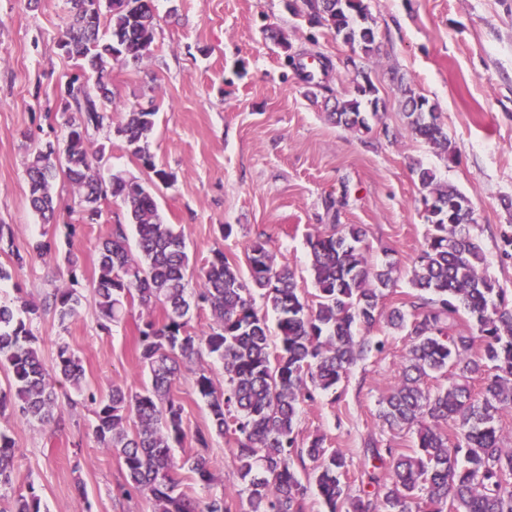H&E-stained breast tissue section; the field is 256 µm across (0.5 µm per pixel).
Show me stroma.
<instances>
[{
	"instance_id": "stroma-1",
	"label": "stroma",
	"mask_w": 512,
	"mask_h": 512,
	"mask_svg": "<svg viewBox=\"0 0 512 512\" xmlns=\"http://www.w3.org/2000/svg\"><path fill=\"white\" fill-rule=\"evenodd\" d=\"M366 2L378 46L368 57L351 55L332 31L310 27L288 0H154L158 22L149 56L109 67L120 111L157 108L150 151L172 181L156 185L154 194L163 222L185 235L192 287H200V270L214 251L242 268L248 245L260 237L276 264L294 271L298 287L313 296L308 236L331 224H361L369 264L397 268L383 307L400 305L414 293L409 279L428 228L413 173L420 164L471 198V232L490 276L512 301V259L501 241L512 226V0ZM68 22L67 0H0V224L11 225L14 250L28 258L17 268L0 252V265L12 274L0 282V301L21 296L40 304L77 279L83 296L77 317L62 323L46 311L32 323L45 363L64 341L99 393L115 384L135 391L149 382L138 360L137 327L162 319L163 310L131 307L107 334L98 327L92 292L97 245L125 223L123 206L103 200L97 221L84 223L73 209L74 188L61 178L53 183L57 223H42L28 201L27 160L66 145L58 89L75 66L58 42ZM273 28L285 43L270 39ZM350 56L356 67H344ZM364 72L383 106L370 131L360 132L330 120L324 101L347 93ZM405 85L436 105L456 161L409 132ZM89 148L105 151L102 177L119 171L147 180V170L107 130L93 133ZM225 224L232 228L227 237L220 231ZM44 236L55 240L56 251L32 254ZM69 253L78 258L76 269L67 267ZM371 334L384 341L383 352L357 361L336 393L303 403L296 424L299 439L322 435L327 447L340 449L353 479L374 466L364 453L367 440L406 452L415 442L414 431L378 417L383 397L401 380L405 336L383 323ZM173 393L184 406L187 432L174 450L180 459L193 453V436L210 418L191 368ZM57 394L58 427L0 417V430L15 443V492L35 488L44 512H152L148 499L120 493L124 471L115 454L99 447L95 416L79 406L78 391L67 385ZM231 446V437L213 439L214 487L233 495L234 512H244Z\"/></svg>"
}]
</instances>
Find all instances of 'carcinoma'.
I'll return each mask as SVG.
<instances>
[{
  "label": "carcinoma",
  "instance_id": "obj_1",
  "mask_svg": "<svg viewBox=\"0 0 512 512\" xmlns=\"http://www.w3.org/2000/svg\"><path fill=\"white\" fill-rule=\"evenodd\" d=\"M297 12L312 27L333 31L367 56L376 50V30L365 0H301ZM70 22L60 44L77 71L60 88L67 120L65 163L54 149L38 151L26 168L33 210L48 223L55 215L51 181L61 175L78 190L82 219L92 224L100 203L121 202L134 227L136 248L128 245L117 224L99 246L98 275L92 288L99 328L111 332L127 308L160 305L164 320H149L138 329L137 351L150 385L130 392L114 385L97 395L86 385L82 361L70 346L57 345L52 367L40 355L38 338L26 320L39 307L21 298L0 302V370L9 375L0 388V413L19 412L43 426L60 412L55 384L68 383L94 406V436L114 453L125 471V494L133 491L152 503L153 512H232L228 496L213 490L209 449L212 436L234 435L231 448L246 495V512H305L308 485L314 484L323 512H512V448L503 447V412L512 409V305L504 289L487 273L482 247L471 234V199L441 182L431 168L416 175L428 231L417 255L410 284L417 292L409 309L380 310L385 290L394 287V264L368 263L366 232L358 224H334L311 235L317 303L310 305L297 288L294 272L278 266L260 238L246 251L248 277L220 250L202 270L203 288L191 287L190 258L183 233L161 220L152 186L169 183L171 174L156 166L149 151L156 109L123 114L114 134L153 174L150 185L121 172L104 180L99 164L104 149L91 154L89 131L112 120L113 93L105 78L112 55L138 63L153 42L157 15L152 0H68ZM106 22L108 36L100 34ZM405 118L412 134L440 148L448 159L456 149L440 122L435 105L408 88ZM379 90L369 76L336 101L330 116L350 129L370 131L367 114L379 112ZM276 314L271 332L267 312ZM81 295L57 288L44 307L65 323L78 315ZM207 306L208 329L190 328L192 307ZM465 314L476 334L450 333V323ZM405 332L406 365L401 383L383 399L379 418L389 427H416L412 453L381 448L374 440L365 451L385 468V476L364 472L367 486L354 488L348 462L325 438L298 441L301 405L332 392L350 368L385 344L369 336L380 320ZM224 363V388L209 372H195V387L207 403L210 426L196 431L197 448L177 462L173 448L187 437L184 407L172 393L181 366L203 356ZM444 377L447 386L432 389L428 381ZM481 381L479 392L472 382ZM134 428H128V422ZM15 444L0 430V490L12 488ZM312 463L301 478L295 463ZM188 469L207 490L199 499L181 487L179 471ZM0 512H41L33 487L19 493Z\"/></svg>",
  "mask_w": 512,
  "mask_h": 512
}]
</instances>
